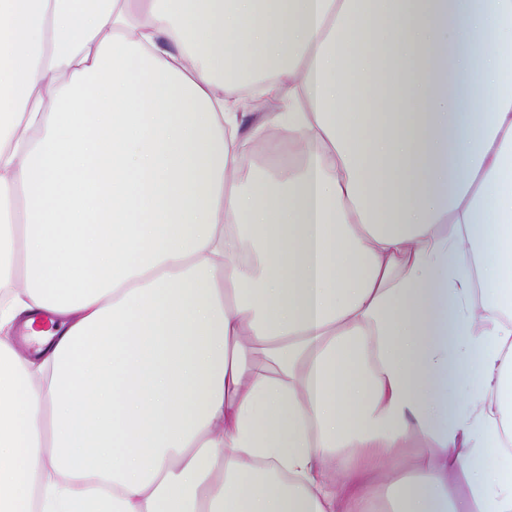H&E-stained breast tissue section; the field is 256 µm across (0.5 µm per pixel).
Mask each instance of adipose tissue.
Returning a JSON list of instances; mask_svg holds the SVG:
<instances>
[{"instance_id":"1","label":"adipose tissue","mask_w":512,"mask_h":512,"mask_svg":"<svg viewBox=\"0 0 512 512\" xmlns=\"http://www.w3.org/2000/svg\"><path fill=\"white\" fill-rule=\"evenodd\" d=\"M4 281L0 512H512V0H0Z\"/></svg>"}]
</instances>
